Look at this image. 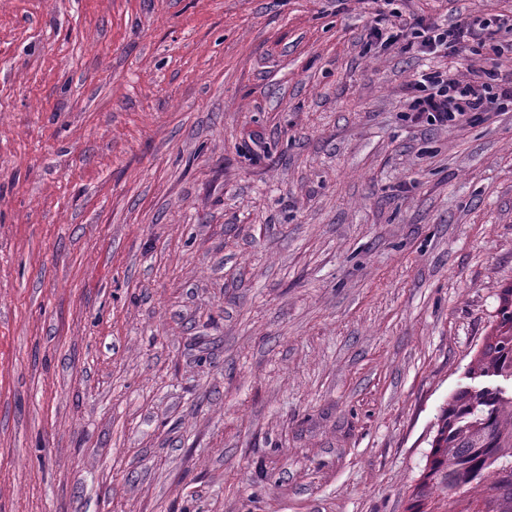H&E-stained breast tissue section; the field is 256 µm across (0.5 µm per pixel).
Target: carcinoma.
Here are the masks:
<instances>
[{
    "label": "carcinoma",
    "instance_id": "obj_1",
    "mask_svg": "<svg viewBox=\"0 0 512 512\" xmlns=\"http://www.w3.org/2000/svg\"><path fill=\"white\" fill-rule=\"evenodd\" d=\"M496 339L467 367L473 378L512 380V288L502 289ZM471 490L474 499H465ZM436 495L448 512H473L493 504L492 512H512V395L501 386L465 384L448 398L437 417L436 434L410 512H423ZM466 507L457 508L462 502Z\"/></svg>",
    "mask_w": 512,
    "mask_h": 512
}]
</instances>
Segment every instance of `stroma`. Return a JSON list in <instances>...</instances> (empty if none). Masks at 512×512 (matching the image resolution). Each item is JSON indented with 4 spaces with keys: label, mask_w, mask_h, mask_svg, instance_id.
Returning a JSON list of instances; mask_svg holds the SVG:
<instances>
[{
    "label": "stroma",
    "mask_w": 512,
    "mask_h": 512,
    "mask_svg": "<svg viewBox=\"0 0 512 512\" xmlns=\"http://www.w3.org/2000/svg\"><path fill=\"white\" fill-rule=\"evenodd\" d=\"M512 0H0V512H408L512 285ZM379 22L370 29V37L376 39L381 47H391L402 43L401 48L417 47L424 54L455 53L460 49L472 47L489 49L495 53L502 50L497 44L498 28L491 21L479 20L440 24L436 21L420 19L410 27V35L405 30L397 33H383ZM469 81L450 72L417 71L409 85V109L416 121L448 127L458 117L478 119L487 112H512V69L482 71Z\"/></svg>",
    "instance_id": "obj_1"
}]
</instances>
